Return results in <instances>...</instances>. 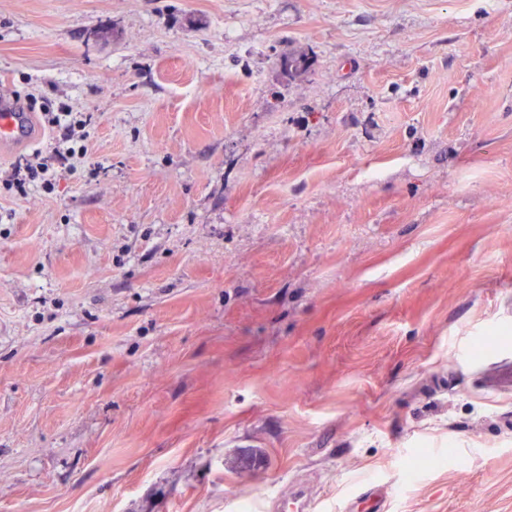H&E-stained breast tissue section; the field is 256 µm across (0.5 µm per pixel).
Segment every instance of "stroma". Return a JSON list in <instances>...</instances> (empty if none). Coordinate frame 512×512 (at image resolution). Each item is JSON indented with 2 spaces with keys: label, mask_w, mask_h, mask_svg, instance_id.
Segmentation results:
<instances>
[{
  "label": "stroma",
  "mask_w": 512,
  "mask_h": 512,
  "mask_svg": "<svg viewBox=\"0 0 512 512\" xmlns=\"http://www.w3.org/2000/svg\"><path fill=\"white\" fill-rule=\"evenodd\" d=\"M0 87L98 165L0 186V512H512V0H0ZM30 108H35L38 104L41 114L45 118V123L55 135L51 138L50 145L58 144L54 147L60 158L68 162L69 170L76 173L78 169L85 170L91 164L89 157L91 153V133L89 131L90 123L87 118H83L82 112H70L69 108L63 104L54 106L53 101L44 95L36 96L32 93L26 96ZM56 110V112H55ZM80 114V115H77ZM66 147L60 148L61 144Z\"/></svg>",
  "instance_id": "obj_1"
}]
</instances>
